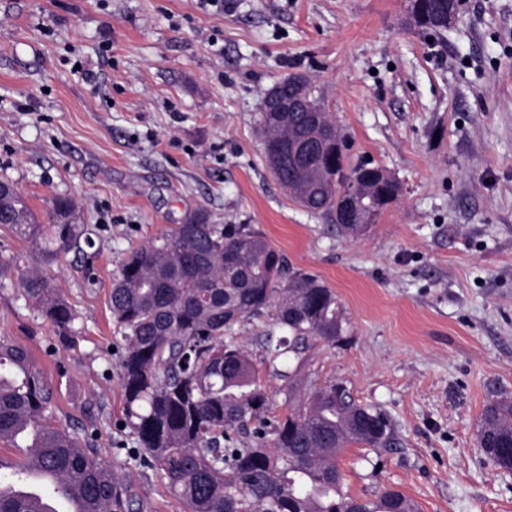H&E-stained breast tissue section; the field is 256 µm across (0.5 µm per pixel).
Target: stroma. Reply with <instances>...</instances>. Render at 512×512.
I'll return each instance as SVG.
<instances>
[{"label":"stroma","mask_w":512,"mask_h":512,"mask_svg":"<svg viewBox=\"0 0 512 512\" xmlns=\"http://www.w3.org/2000/svg\"><path fill=\"white\" fill-rule=\"evenodd\" d=\"M406 0H0V178L41 224L70 197L90 241L51 267L72 305L61 341L13 273L0 339L27 348L57 423L112 464L137 512H184L131 442L110 290L128 250L197 210L251 224L342 303L348 337L306 355L303 391L343 383L398 445L352 444L351 495L401 491L420 512H512V477L480 451L490 400L512 397V0H467L435 37ZM89 69L76 72L74 62ZM307 76L350 165L402 186L358 238L275 182L258 107Z\"/></svg>","instance_id":"obj_1"}]
</instances>
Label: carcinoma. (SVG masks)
Here are the masks:
<instances>
[{"mask_svg": "<svg viewBox=\"0 0 512 512\" xmlns=\"http://www.w3.org/2000/svg\"><path fill=\"white\" fill-rule=\"evenodd\" d=\"M446 0H426L427 20L409 23L436 35ZM297 98L312 96L309 80L291 74L279 82ZM293 112L288 123L268 128L264 154L279 162L274 177L290 198L313 199L312 213L334 215L338 193L352 185L383 209L398 194L380 184L373 167L351 170L329 148L308 163L307 174L283 154L307 122ZM72 202H51V238L20 191L0 180V228L41 243L39 266L15 264L21 296L34 305L65 341L75 312L48 272L59 254L83 235ZM112 318L120 333L119 378L125 420L133 431L131 459L165 480L188 512H418L409 497L384 489L373 497L344 490L336 463L350 444L392 448L387 418L355 401L335 381L299 395L305 354L318 341L334 344L348 323L336 295L313 273L287 264L260 229L251 224H210L199 210L185 224L127 252L112 282ZM266 316L260 341L267 368L286 383L287 411L270 420L269 394L234 329L247 318ZM53 393L29 351L0 341V440L26 449L24 472L54 471L79 495L85 512H132L133 498L112 464L98 460L75 432L51 417ZM479 432L512 442V398L491 401ZM248 438L242 442V438ZM17 477L0 476V512H33L15 497Z\"/></svg>", "mask_w": 512, "mask_h": 512, "instance_id": "obj_1", "label": "carcinoma"}]
</instances>
